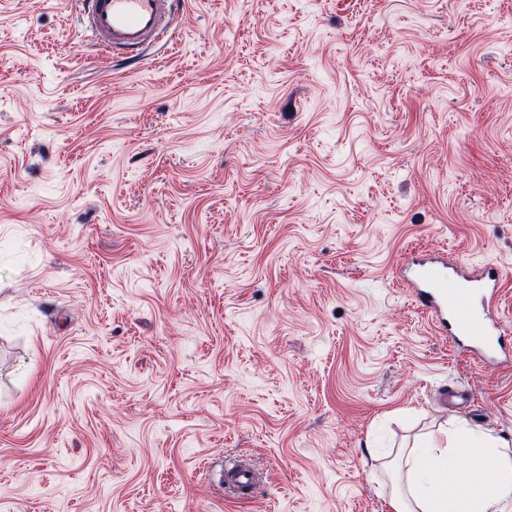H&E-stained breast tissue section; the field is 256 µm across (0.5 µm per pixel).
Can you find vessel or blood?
Segmentation results:
<instances>
[{
	"label": "vessel or blood",
	"instance_id": "b4317fda",
	"mask_svg": "<svg viewBox=\"0 0 512 512\" xmlns=\"http://www.w3.org/2000/svg\"><path fill=\"white\" fill-rule=\"evenodd\" d=\"M183 6V0H82L84 32L131 59L160 36L172 34ZM399 282L437 335L467 342L483 365L512 359V327L498 316L500 267L487 266L467 276L458 264L438 255L402 268ZM259 482L258 472L238 461L226 465L219 479L225 494L234 497L248 496Z\"/></svg>",
	"mask_w": 512,
	"mask_h": 512
}]
</instances>
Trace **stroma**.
Listing matches in <instances>:
<instances>
[{
    "instance_id": "1",
    "label": "stroma",
    "mask_w": 512,
    "mask_h": 512,
    "mask_svg": "<svg viewBox=\"0 0 512 512\" xmlns=\"http://www.w3.org/2000/svg\"><path fill=\"white\" fill-rule=\"evenodd\" d=\"M81 9L0 0V512H392L512 444V362L396 281L500 266L512 325V0H186L131 70ZM445 448H417L399 474L394 512H507L512 508L508 444L490 434L448 428ZM428 453L436 464L426 462ZM488 471L493 481L485 479ZM219 483L225 495L245 497L260 483V476L251 466L235 461L223 468Z\"/></svg>"
}]
</instances>
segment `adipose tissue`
<instances>
[{
  "label": "adipose tissue",
  "instance_id": "1",
  "mask_svg": "<svg viewBox=\"0 0 512 512\" xmlns=\"http://www.w3.org/2000/svg\"><path fill=\"white\" fill-rule=\"evenodd\" d=\"M393 512H512V456L489 434L449 429L416 449L398 476Z\"/></svg>",
  "mask_w": 512,
  "mask_h": 512
}]
</instances>
